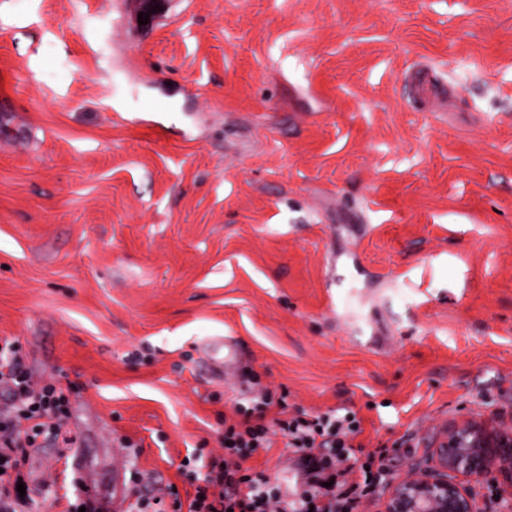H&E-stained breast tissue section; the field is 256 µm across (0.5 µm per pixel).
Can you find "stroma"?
<instances>
[{"label": "stroma", "instance_id": "obj_1", "mask_svg": "<svg viewBox=\"0 0 512 512\" xmlns=\"http://www.w3.org/2000/svg\"><path fill=\"white\" fill-rule=\"evenodd\" d=\"M139 12L0 0V338L77 436L38 437L14 506L66 512L77 477L111 506L118 466L127 502L188 500L263 386L354 414L381 512L442 427L512 409V0ZM247 465L299 478L280 431Z\"/></svg>", "mask_w": 512, "mask_h": 512}]
</instances>
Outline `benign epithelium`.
Listing matches in <instances>:
<instances>
[{
	"instance_id": "benign-epithelium-1",
	"label": "benign epithelium",
	"mask_w": 512,
	"mask_h": 512,
	"mask_svg": "<svg viewBox=\"0 0 512 512\" xmlns=\"http://www.w3.org/2000/svg\"><path fill=\"white\" fill-rule=\"evenodd\" d=\"M431 461L434 466L392 487L383 512H474L468 492L448 472L493 474L512 487V428L498 419L450 423L441 429Z\"/></svg>"
}]
</instances>
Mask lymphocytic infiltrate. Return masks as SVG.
Wrapping results in <instances>:
<instances>
[{"label":"lymphocytic infiltrate","mask_w":512,"mask_h":512,"mask_svg":"<svg viewBox=\"0 0 512 512\" xmlns=\"http://www.w3.org/2000/svg\"><path fill=\"white\" fill-rule=\"evenodd\" d=\"M0 389L8 398L0 405V512L9 495L4 473L27 457L38 436L50 434L74 446L65 428L64 388L56 383L33 384L16 346L0 338ZM283 399L268 389L254 403L255 422L230 424L206 464L207 473L195 490L187 512H358L362 499L372 495L375 480L354 481L355 453L348 441L357 431L351 416L329 412L307 419L279 420L281 431L299 453L303 483L291 492L259 472H248L242 460L270 446L271 428L266 415Z\"/></svg>","instance_id":"obj_1"}]
</instances>
